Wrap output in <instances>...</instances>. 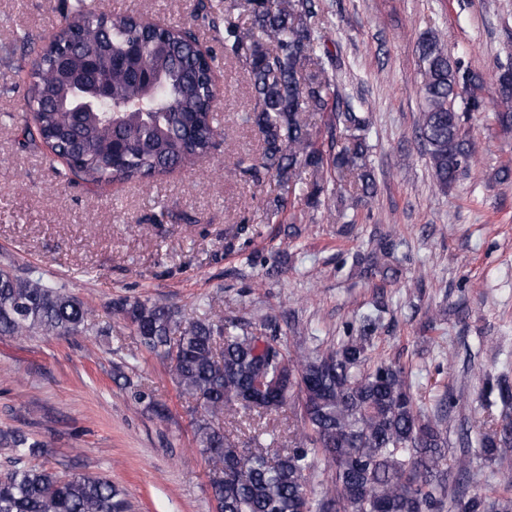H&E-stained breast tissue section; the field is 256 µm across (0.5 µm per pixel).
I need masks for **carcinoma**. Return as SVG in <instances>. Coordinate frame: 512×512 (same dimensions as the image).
Segmentation results:
<instances>
[{
    "mask_svg": "<svg viewBox=\"0 0 512 512\" xmlns=\"http://www.w3.org/2000/svg\"><path fill=\"white\" fill-rule=\"evenodd\" d=\"M245 8L249 26L224 22V56L241 61L256 107L243 121L263 141L256 158L238 165L260 182L275 177L289 188L298 170L310 175L306 204L315 210L335 177L353 184L352 205L374 193L367 165L372 117L326 71L315 0H231ZM426 105L416 125L435 179L446 190L470 168L477 143L465 123L483 111L482 74L453 58L435 34L418 42ZM157 77L146 93L140 73ZM110 88L97 109L78 111L75 90L94 81ZM493 120L512 129V63L498 67ZM220 99L214 59L192 31L153 27L142 17L109 14L94 0H71L65 24L51 45L38 50L29 73L27 111L39 139L69 160L86 183L148 182L207 156L221 131L213 121ZM329 114L327 142L311 120ZM397 248L389 235L358 253L367 275H388ZM163 359L176 388L195 401V435L209 470L224 472L211 484L216 512H512V472L498 471L504 495L482 492L480 471L463 458L448 465L442 418L429 416L415 397L406 367L380 360L363 369L376 319L363 317L360 335L323 351L294 356L275 338L257 335L239 320L214 314L184 323L177 312L149 298H121L105 306ZM98 310L42 277L0 267V335H112ZM134 405L162 416L166 406L146 384L122 369ZM299 426L290 447L263 451L261 434L245 446L224 429L237 419L262 418L287 405ZM490 466L512 450V418L479 433ZM10 450L0 474V512H128L125 493L104 476L64 475L31 459L47 455L43 442L19 430H0ZM323 459L332 471L318 498L300 490ZM472 485L450 486L451 470Z\"/></svg>",
    "mask_w": 512,
    "mask_h": 512,
    "instance_id": "1",
    "label": "carcinoma"
}]
</instances>
